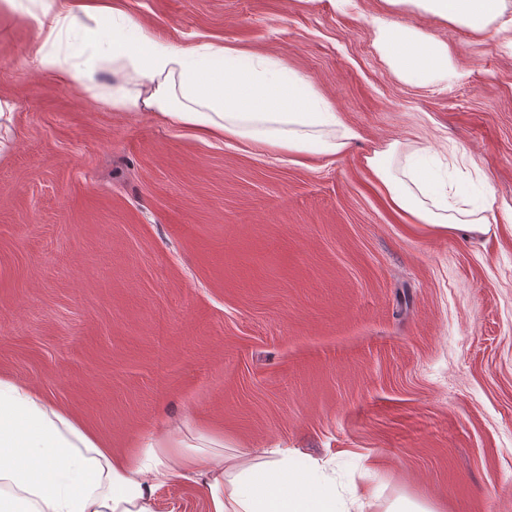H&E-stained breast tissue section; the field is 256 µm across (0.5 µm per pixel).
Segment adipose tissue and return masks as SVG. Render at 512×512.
<instances>
[{"label": "adipose tissue", "instance_id": "obj_1", "mask_svg": "<svg viewBox=\"0 0 512 512\" xmlns=\"http://www.w3.org/2000/svg\"><path fill=\"white\" fill-rule=\"evenodd\" d=\"M412 5L481 35L492 34L506 0H387ZM45 45L78 33L94 43L86 66L67 65L43 50L40 69L77 86L89 100L122 112H153L202 137L291 155L333 156L354 133L332 105L280 63L214 42L190 47L158 38L116 0L62 6L30 0L26 9ZM379 46L394 72L424 82L455 74L448 45L404 27L379 30ZM112 80L100 85L99 71ZM401 168H394L395 157ZM367 164L390 206L407 221L442 232L483 236L492 228L491 191L473 206L430 165L429 150L374 153ZM175 480L204 485L207 512H349L324 472L296 452L274 448L259 456L224 458L181 441L149 437L136 456L114 453L101 438L30 383L0 376V512H158L159 489Z\"/></svg>", "mask_w": 512, "mask_h": 512}]
</instances>
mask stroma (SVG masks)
<instances>
[{"label":"stroma","mask_w":512,"mask_h":512,"mask_svg":"<svg viewBox=\"0 0 512 512\" xmlns=\"http://www.w3.org/2000/svg\"><path fill=\"white\" fill-rule=\"evenodd\" d=\"M177 45L221 41L303 76L356 139L336 157L209 141L94 105L35 61L0 10V375L128 452L149 434L228 453L294 448L336 489L435 512H512V36L385 0H120ZM453 49L399 78L377 23ZM429 146L481 238L410 224L373 152ZM172 482L159 512H206Z\"/></svg>","instance_id":"1"}]
</instances>
